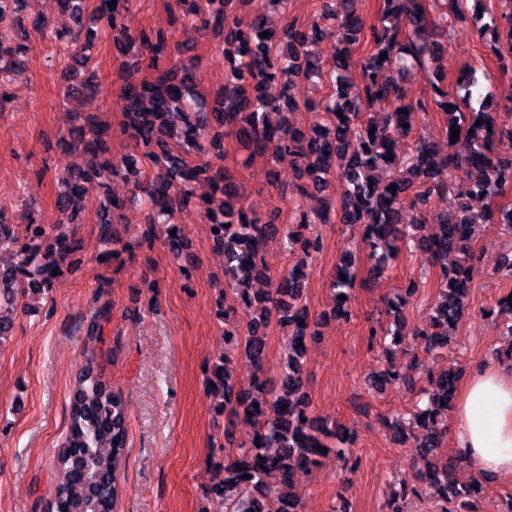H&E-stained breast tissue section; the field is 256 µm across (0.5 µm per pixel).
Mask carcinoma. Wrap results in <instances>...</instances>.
Segmentation results:
<instances>
[{"label":"carcinoma","instance_id":"1","mask_svg":"<svg viewBox=\"0 0 512 512\" xmlns=\"http://www.w3.org/2000/svg\"><path fill=\"white\" fill-rule=\"evenodd\" d=\"M116 2L110 7L108 3ZM289 0H175L182 16L224 43V60L231 83L208 99L196 90L198 63L182 57L171 33L132 24L131 0H97L98 21L113 36L119 52H139L151 71L149 80L122 85L126 100L121 131L130 150L124 168L116 169L102 158L111 127L95 116L59 136L65 155L81 152L85 159L66 164L62 172L61 206H84L87 184L95 180L103 188L98 202L99 224L105 242L109 227L126 223L127 202L144 199L138 221V246H151L156 230L164 228L163 244L176 259L183 256L188 240L180 214L194 199L195 185L206 182L210 193L198 205L208 220L212 241L224 253V282L218 306L230 318L240 308L256 315L244 326H224V356L213 362L206 377L207 394L224 415V433L243 421L254 430L238 451L224 459V481L209 490L220 512H300L295 487L299 472L317 467L327 452L336 450L344 463L359 459L349 448H338L331 439L336 429L310 416L305 390L304 358L307 340L316 335L317 322L309 317L305 290L307 264L320 252L322 237H302L272 217L263 219L246 206L235 175L224 163L223 139L235 136L250 151L271 165L280 158L293 159L296 188L328 195L335 181L342 184L339 201L326 200L315 213L299 212L298 225L362 224L374 264L371 274H384L396 257V241L413 243L429 266L438 270L439 300L425 328L418 332L425 350H448L449 329L467 310L474 268L466 262L468 245L477 229L497 224L512 234V203L495 198L512 183V90L500 93L502 109L486 104L474 107L475 74L456 77V93L435 90L430 103L414 98L406 85L413 70L437 68L442 44L439 36L448 25L480 17L484 0H450L452 12L441 9L444 0H381L380 19L370 26V50L358 51L365 29L362 17L352 9L353 0H323L326 7L309 25L284 20L277 32L267 25L264 9L288 12ZM503 9L477 28L483 40L498 47L500 69H512V0H500ZM82 28L61 31L55 40L74 44L81 52L90 39L79 43ZM268 36L263 37L261 33ZM329 40L336 55V69L323 71L316 47ZM22 43L0 37V112L8 100L9 86L21 76L4 65L26 50ZM386 58H380V55ZM318 84L330 87V95L316 102L305 89ZM280 86L277 95L269 93ZM96 74L87 73L79 94L87 99L100 95ZM387 105L381 119L367 108ZM446 116V129L459 130L440 154L430 141L419 137L411 148L399 152L396 134L412 132L413 122L431 107ZM303 107L314 110L319 120L305 134L282 122L272 124L268 114ZM213 131L215 152L203 155L198 143L202 131ZM163 163L154 173L148 166ZM130 183L129 197L110 192L112 179ZM396 189H390V185ZM453 194L454 210L436 216V233L417 235L433 198ZM283 233L288 250L300 247L302 257L288 272L269 279V288L258 292L252 281L266 276L262 245L272 234ZM75 250L73 230L65 224H45L27 213L25 235L17 240L14 257L0 258V310L25 307L31 292L53 286L61 264ZM352 254L345 250L331 282L333 313L347 314L349 291L355 275ZM346 279H341V276ZM407 297L389 301L394 324L369 332V346L380 347L388 360L368 379L374 390L388 386L413 387V364L395 368L387 343L399 342L405 324L401 318ZM110 307L94 311L84 325V336L96 341L110 321ZM288 328V347L276 378L265 372L266 335L271 324ZM242 357L253 368L247 387L237 386L233 364ZM90 358L68 396L69 428L57 466L60 485L51 512H114L120 494L118 475L126 465L129 448L126 404L120 391L93 375ZM457 377L451 371L429 374L408 421L391 426L397 445L410 449L417 482L405 480L390 491V512H403L398 503L410 496L422 497L426 483L438 496L441 512H478L482 481L466 486L456 483L453 464L438 457L448 434V413L453 411ZM261 446H256V443Z\"/></svg>","mask_w":512,"mask_h":512}]
</instances>
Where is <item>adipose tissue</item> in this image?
<instances>
[{
    "label": "adipose tissue",
    "mask_w": 512,
    "mask_h": 512,
    "mask_svg": "<svg viewBox=\"0 0 512 512\" xmlns=\"http://www.w3.org/2000/svg\"><path fill=\"white\" fill-rule=\"evenodd\" d=\"M452 425L462 461L486 478L512 474V370L488 365L461 381Z\"/></svg>",
    "instance_id": "adipose-tissue-1"
}]
</instances>
